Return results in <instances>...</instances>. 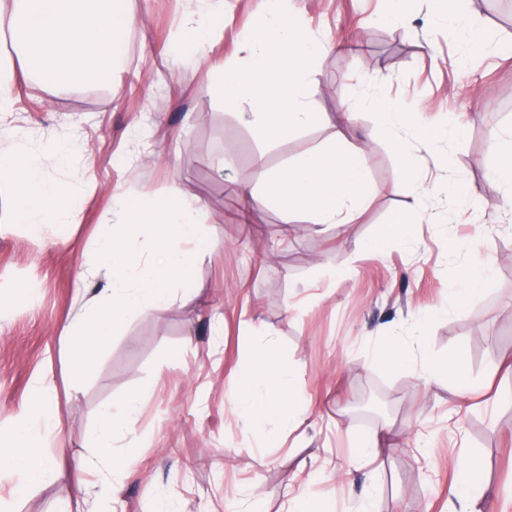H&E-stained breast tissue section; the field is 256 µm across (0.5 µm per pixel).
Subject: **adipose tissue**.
<instances>
[{
    "mask_svg": "<svg viewBox=\"0 0 512 512\" xmlns=\"http://www.w3.org/2000/svg\"><path fill=\"white\" fill-rule=\"evenodd\" d=\"M286 0H269L266 13L242 35L246 56L241 60L213 59L209 48L223 25L218 0H197L181 22L177 54L203 69L208 88L229 108L246 106V120L267 142L290 130L323 123L313 111L309 93L318 65L331 47L312 37L289 14ZM143 20L127 8L126 0H0V112L11 111L18 77L46 78L60 91L80 82H110L125 37L141 28ZM382 123L393 137L397 158L407 176L419 181L417 162L409 151L408 132L435 143L462 134L449 124L438 133L416 129L411 113L396 102L371 98ZM0 182L15 189L20 223L34 227L67 223V197L45 178L37 158L25 147L0 156ZM255 193L284 213L305 211L313 224H347L368 208L373 195L365 152L344 130L318 148L286 159L268 171ZM297 374L268 346L253 350L251 365L239 375L232 390V409L250 425L276 418L285 425L299 422L305 413L294 387ZM142 402L140 394L126 396L105 411L90 437L94 447L108 455L114 473L96 495L116 499L115 477L131 476L130 451L112 453V440L125 433L129 417ZM50 419L44 403L27 407L13 434L0 442V470L19 476L21 486L45 483L56 477L47 457Z\"/></svg>",
    "mask_w": 512,
    "mask_h": 512,
    "instance_id": "obj_1",
    "label": "adipose tissue"
}]
</instances>
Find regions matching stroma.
<instances>
[{
    "mask_svg": "<svg viewBox=\"0 0 512 512\" xmlns=\"http://www.w3.org/2000/svg\"><path fill=\"white\" fill-rule=\"evenodd\" d=\"M143 18L129 35L110 83L86 95L16 82L14 109L0 115V153L26 145L40 155L47 179L68 188L73 212L65 224L32 232L14 217L13 192L0 187V435L9 436L21 410L41 389L55 403L47 438L58 478L15 493L0 477L5 512H103L95 501L107 463L83 468L102 407L141 394L130 434L142 444L133 474L119 484L121 512H150L164 494L180 496L184 512H239L259 492L267 512H281L306 486L335 512H448V487L458 464L483 463L475 491L478 512H512V206L488 180L493 136L512 130V30L492 0H460L458 24L493 35L491 51L470 57L453 30L433 23L427 0H416L405 23L383 24L382 0H288L290 13L316 36L341 47L319 66L310 90L325 123L269 144L224 107L203 73L173 58L181 17L195 0H131ZM266 0H224V28L214 58L243 56L240 35ZM382 74L381 87L361 77ZM385 97L425 126L455 115L462 137L437 143L452 155L455 174L475 191L469 205L439 186L445 178L419 139H412L421 183L408 179L390 135L373 111H354L357 98ZM354 112L344 122L346 112ZM343 127L366 151L377 193L349 224H312L285 217L239 189L265 170L328 140ZM76 145L60 162L46 142ZM140 196L173 185L203 199L205 227L215 243L199 258L189 284L171 305L132 315L76 380L61 326L87 298L107 286L97 253L112 221L110 189ZM421 203L433 222L414 225L406 240L377 253L366 249L391 212ZM461 248L449 251V240ZM490 264L483 292L445 308L458 271ZM406 353L389 360L382 338ZM284 352L301 377L304 420L256 430L231 410V387L251 363L255 344ZM454 358L461 376L425 381V357ZM388 427L395 451L369 462L357 440ZM324 472L309 485V470Z\"/></svg>",
    "mask_w": 512,
    "mask_h": 512,
    "instance_id": "35a3bbf8",
    "label": "stroma"
}]
</instances>
